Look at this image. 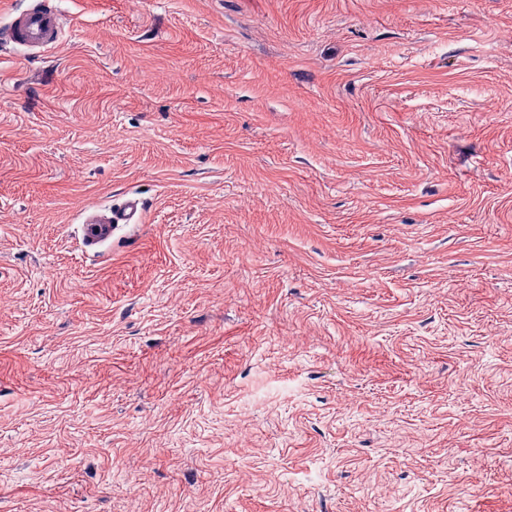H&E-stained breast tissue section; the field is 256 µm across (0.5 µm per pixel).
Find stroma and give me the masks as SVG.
<instances>
[{
	"mask_svg": "<svg viewBox=\"0 0 512 512\" xmlns=\"http://www.w3.org/2000/svg\"><path fill=\"white\" fill-rule=\"evenodd\" d=\"M56 3L0 41V512H512V0ZM2 39L13 43L31 57H41L59 46L64 37L61 13L48 0L14 12L1 27ZM91 213V214H89ZM83 222L84 239L88 245H96L112 235V224H141L144 218V205L133 194H127L119 207H92Z\"/></svg>",
	"mask_w": 512,
	"mask_h": 512,
	"instance_id": "1",
	"label": "stroma"
}]
</instances>
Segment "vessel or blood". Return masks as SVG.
<instances>
[{
  "instance_id": "obj_1",
  "label": "vessel or blood",
  "mask_w": 512,
  "mask_h": 512,
  "mask_svg": "<svg viewBox=\"0 0 512 512\" xmlns=\"http://www.w3.org/2000/svg\"><path fill=\"white\" fill-rule=\"evenodd\" d=\"M64 37L62 16L51 0H36L30 8L13 13L8 24L0 27V39L24 50L32 57H41L59 46ZM144 218V205L135 195H127L114 208L92 207L83 225L87 244L108 239L116 224H139Z\"/></svg>"
}]
</instances>
